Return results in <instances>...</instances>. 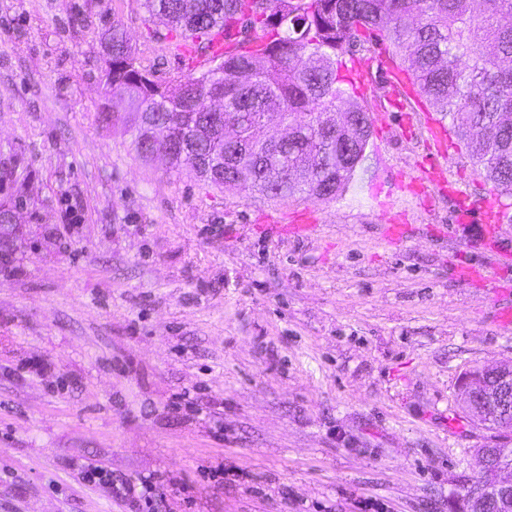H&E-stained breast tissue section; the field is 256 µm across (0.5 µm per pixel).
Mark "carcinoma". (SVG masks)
I'll return each instance as SVG.
<instances>
[{
	"label": "carcinoma",
	"instance_id": "1",
	"mask_svg": "<svg viewBox=\"0 0 512 512\" xmlns=\"http://www.w3.org/2000/svg\"><path fill=\"white\" fill-rule=\"evenodd\" d=\"M141 0L170 31L202 35L234 29L241 53L224 54L198 74L161 83L143 68L125 32L112 26V59L103 78L123 92L124 111L99 120L141 133L138 114L169 112L170 123L195 137L196 150L168 158L194 170L209 155L222 188L240 176L270 200L302 193L335 199L363 161L374 125L359 104L341 108L353 82L342 57L379 35L426 106L449 119L458 144L497 205H512V0ZM286 121L295 135L269 155L250 129Z\"/></svg>",
	"mask_w": 512,
	"mask_h": 512
}]
</instances>
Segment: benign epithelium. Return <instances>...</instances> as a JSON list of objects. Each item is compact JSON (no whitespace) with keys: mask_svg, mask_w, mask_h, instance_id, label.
<instances>
[{"mask_svg":"<svg viewBox=\"0 0 512 512\" xmlns=\"http://www.w3.org/2000/svg\"><path fill=\"white\" fill-rule=\"evenodd\" d=\"M164 141L171 148L178 141L166 125L151 122L146 126L145 146ZM19 212L11 208L0 212V252L10 247L19 229ZM461 403L477 424L504 429L512 412V363L479 366L468 371L461 381ZM479 471L466 476L460 491L448 503L453 512H512V445L498 442L475 448Z\"/></svg>","mask_w":512,"mask_h":512,"instance_id":"1","label":"benign epithelium"}]
</instances>
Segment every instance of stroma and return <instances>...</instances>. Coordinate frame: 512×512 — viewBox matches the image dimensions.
<instances>
[{
    "label": "stroma",
    "mask_w": 512,
    "mask_h": 512,
    "mask_svg": "<svg viewBox=\"0 0 512 512\" xmlns=\"http://www.w3.org/2000/svg\"><path fill=\"white\" fill-rule=\"evenodd\" d=\"M115 24L157 77L185 75L140 0H0V173L25 195L0 267V512H147L85 486L90 461L160 478V512H448L499 437L460 378L512 362V289L453 272L487 259L452 234L455 191L488 195L465 148L440 160L453 191H407L441 116L414 95L397 112L375 67L359 103L388 126L342 197L253 199L143 162L98 120ZM305 210L316 235L267 225Z\"/></svg>",
    "instance_id": "35a3bbf8"
}]
</instances>
